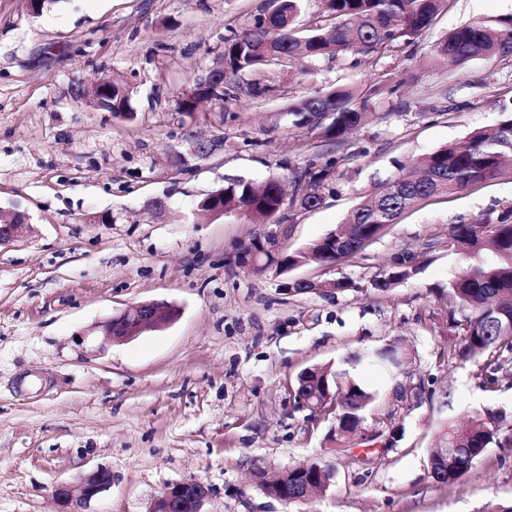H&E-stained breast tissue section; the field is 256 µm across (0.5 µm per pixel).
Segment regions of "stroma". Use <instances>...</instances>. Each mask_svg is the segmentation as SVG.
I'll list each match as a JSON object with an SVG mask.
<instances>
[{
    "label": "stroma",
    "instance_id": "stroma-1",
    "mask_svg": "<svg viewBox=\"0 0 512 512\" xmlns=\"http://www.w3.org/2000/svg\"><path fill=\"white\" fill-rule=\"evenodd\" d=\"M270 0H53L37 16L0 0V210L28 216L0 246V512H61L58 484L105 468L111 487L85 512H148L167 487L209 485L208 512H486L512 503V353L463 362L448 350V298L463 260L450 225L512 207V176L419 203L364 260L298 265L284 274L239 266L262 225L239 211L198 219V201L226 180L261 183L334 161L333 193L315 210L286 208L284 248L335 230L380 181L503 118L512 57L448 70L428 56L446 33L512 16V0H448L413 45L373 66L353 57L259 68L262 96L183 112L196 79L222 61L229 30L248 28ZM133 89V117L93 107L77 87ZM383 81L375 119L340 142L294 126L298 100L338 84ZM210 147L194 153L195 141ZM435 249H428V242ZM410 248L424 266L386 291L373 281ZM305 280L298 293L287 283ZM347 281L323 295L321 283ZM179 310L162 329L102 345L99 327L128 305ZM396 346L397 381L369 363L355 375L378 392L361 433L329 442L332 419L292 396L301 371L336 367ZM507 370L482 388L489 368ZM419 390L398 399L394 385ZM496 415L507 446L491 444L465 479L434 481L429 450L452 422ZM318 461L334 470L305 502L261 493L269 472Z\"/></svg>",
    "mask_w": 512,
    "mask_h": 512
}]
</instances>
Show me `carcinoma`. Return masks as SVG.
<instances>
[{"instance_id": "obj_1", "label": "carcinoma", "mask_w": 512, "mask_h": 512, "mask_svg": "<svg viewBox=\"0 0 512 512\" xmlns=\"http://www.w3.org/2000/svg\"><path fill=\"white\" fill-rule=\"evenodd\" d=\"M302 0H277L274 9L254 17L251 26L230 31L224 37V96L237 98L240 75L260 65L296 58L319 61L326 56L351 54L366 58L374 66L389 53L411 44L430 28L447 0H325V8L336 23L298 36L296 20ZM436 60L446 59L463 66L476 59L512 57V17L473 21L437 40L430 50ZM393 89L379 83L365 90L338 86L325 94L310 96L288 110L295 126L317 129L325 139L343 138L354 128L370 122L373 98ZM132 87L112 96L105 112L132 111ZM504 118L489 131H476L465 139L438 149L413 163L416 174L379 185L376 193L359 204L347 220L345 241H332L327 233L306 250L286 254L283 265H325L366 257L369 246L397 223L400 215L418 201L461 193L474 185L504 174V163L512 156V109L503 104ZM334 178V161L316 168L308 165L291 171L292 187L288 205L314 209L322 204ZM279 179L261 186L244 179L224 184V209L246 208L257 224H267L272 215L279 220L282 198L276 190ZM448 251L462 255L464 264L448 279V297L455 309L449 325L455 339L448 350L461 360L487 352L512 351V209L496 216L481 213L448 228ZM419 254L403 250L374 280L387 290L420 273ZM376 362L390 372L402 362L393 348L377 350L363 357L347 358L348 364L363 360ZM320 378L304 370L298 377L294 398L309 400L317 415L332 416L335 427L349 434L358 431L364 414L376 400V393L360 384L347 369L318 368ZM499 433V419L489 416L463 423H448L437 434L438 446L430 449L431 477L443 484L464 479Z\"/></svg>"}]
</instances>
